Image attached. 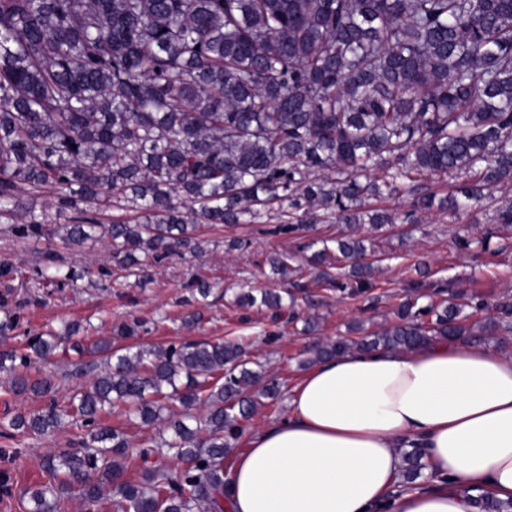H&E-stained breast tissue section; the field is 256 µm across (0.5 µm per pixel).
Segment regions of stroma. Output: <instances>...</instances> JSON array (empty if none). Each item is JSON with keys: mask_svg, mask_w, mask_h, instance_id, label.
I'll return each mask as SVG.
<instances>
[{"mask_svg": "<svg viewBox=\"0 0 512 512\" xmlns=\"http://www.w3.org/2000/svg\"><path fill=\"white\" fill-rule=\"evenodd\" d=\"M348 232L347 225L333 220L280 235L266 233L261 224H204L197 230L199 251L169 255L144 279L130 274L102 241L70 245L51 230L24 238L0 224V262L12 267L8 277L0 278V295L7 296L19 317L16 327L0 330V350L23 349L27 337L50 329L61 333L72 323L79 324L81 335L91 342L112 335L120 324L138 320L142 328L136 341L148 347L240 340L246 359L264 364L288 389L305 374L304 361L313 343L348 337V327L356 321L369 332L395 325L396 308L409 280L422 276L492 303L512 300V226L492 223L490 213H426L416 224L366 230L376 271L372 288L353 297L321 280L322 268L312 263L308 248L312 241ZM460 236L482 238L486 244L463 250L456 243ZM275 253L293 256L302 268L284 283L296 299L299 318L294 322L273 310L258 305L242 308L234 302L240 289L273 287L267 258ZM51 259L83 277L75 287L56 289L47 297L27 284ZM196 278L213 286L206 301L191 298ZM191 314L198 320L185 326L184 319ZM310 317L316 318L317 328L307 334L303 321ZM92 360L89 354L59 353L40 370L54 373L60 394L68 396L88 380L85 366ZM71 440L65 431L38 438L0 437V448L20 451L15 461H0V471L10 475L8 489L0 490V512H28L22 489L44 482L43 457L69 449Z\"/></svg>", "mask_w": 512, "mask_h": 512, "instance_id": "stroma-1", "label": "stroma"}]
</instances>
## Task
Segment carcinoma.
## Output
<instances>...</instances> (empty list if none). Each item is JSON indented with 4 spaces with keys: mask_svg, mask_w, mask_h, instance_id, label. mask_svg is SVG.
Masks as SVG:
<instances>
[{
    "mask_svg": "<svg viewBox=\"0 0 512 512\" xmlns=\"http://www.w3.org/2000/svg\"><path fill=\"white\" fill-rule=\"evenodd\" d=\"M454 180L445 193L428 179ZM512 0H0V224L20 236L55 224L62 239L107 240L139 274L177 249L196 251L199 224L288 220L273 232L333 218L349 225L334 260L355 295L374 267L358 230L412 223L432 211L491 209L512 225ZM406 199L409 209L370 206ZM121 211L131 218H118ZM287 280L288 257L268 259ZM414 282L402 323L318 344L307 362L358 350H412L435 337L494 336L501 322L466 324L456 296ZM279 311L274 290L236 296ZM101 356L87 388L58 401L31 368L56 353ZM4 393L45 404L4 416L3 434L68 431L74 447L42 459L47 481L23 492L28 512H224V456L257 400L281 384L247 368L242 345L86 346L49 330L25 351L0 352ZM167 435L132 448L106 425L112 406ZM404 453V483L421 476ZM183 463L167 468L162 461ZM139 480L126 477L129 461Z\"/></svg>",
    "mask_w": 512,
    "mask_h": 512,
    "instance_id": "obj_1",
    "label": "carcinoma"
}]
</instances>
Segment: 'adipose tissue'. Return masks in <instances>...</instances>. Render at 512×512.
Masks as SVG:
<instances>
[{"instance_id": "ef3b65f1", "label": "adipose tissue", "mask_w": 512, "mask_h": 512, "mask_svg": "<svg viewBox=\"0 0 512 512\" xmlns=\"http://www.w3.org/2000/svg\"><path fill=\"white\" fill-rule=\"evenodd\" d=\"M286 419L248 435L226 512H479L512 501V356L461 340L346 353L293 387ZM405 448L433 482L401 484Z\"/></svg>"}]
</instances>
